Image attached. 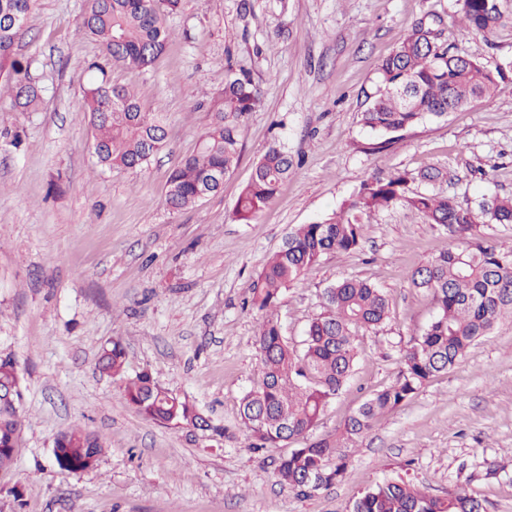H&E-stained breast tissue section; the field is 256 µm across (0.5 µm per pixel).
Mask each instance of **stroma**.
Listing matches in <instances>:
<instances>
[{
  "label": "stroma",
  "instance_id": "1",
  "mask_svg": "<svg viewBox=\"0 0 512 512\" xmlns=\"http://www.w3.org/2000/svg\"><path fill=\"white\" fill-rule=\"evenodd\" d=\"M86 5L38 0L17 52L36 60L39 109L0 102V360L16 364L25 388L0 512H349L386 477L432 495L461 485L483 512H512V321L346 448L347 471L330 486L301 494L280 484L282 449L253 452L240 415L259 376L252 284L292 227L332 217L373 172L436 168L448 175L442 191L473 205L512 195V79L379 153L361 123L381 60L424 15L443 17L453 52L490 67L512 62V23L487 37L464 30L456 0H182L156 63L112 70L145 108L163 111L165 145L132 173L101 170L90 153L85 67L98 47L79 32ZM229 63L260 90L241 161L222 191L170 210L168 178L209 126ZM275 143L294 172L265 211L240 223L239 194ZM448 241L442 227L396 207L373 217L361 251L325 255L283 291L276 315L298 348L336 281H370L390 300L389 320L359 332L353 375L312 439L394 382L403 349L436 312L409 274ZM116 340L126 363L112 377L97 361ZM144 370L195 401L225 438L139 416L122 391ZM73 426L103 445L97 468L81 475L53 456L56 436ZM497 462L505 471L488 476Z\"/></svg>",
  "mask_w": 512,
  "mask_h": 512
}]
</instances>
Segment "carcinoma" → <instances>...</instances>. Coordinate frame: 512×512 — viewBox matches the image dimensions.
Instances as JSON below:
<instances>
[{
    "label": "carcinoma",
    "mask_w": 512,
    "mask_h": 512,
    "mask_svg": "<svg viewBox=\"0 0 512 512\" xmlns=\"http://www.w3.org/2000/svg\"><path fill=\"white\" fill-rule=\"evenodd\" d=\"M35 0H0V98L8 96L18 112H34L42 87L34 76V59L15 52L18 26H27ZM182 0H88L80 33L100 47L87 64L84 112L92 130V149L106 169L137 171L148 164L165 141L160 113L147 112L129 87L112 81L111 68L151 67L162 55L171 30L168 20ZM460 23L489 34L506 20L503 0H459ZM512 69L450 53L437 41L432 24L421 19L378 67V81L366 96L362 121L383 137L443 117L495 94ZM260 91L248 73L229 65L224 88L212 99L211 123L197 151L185 156L169 178L166 204L173 210L192 207L217 193L237 167L242 138ZM294 168L292 156L274 144L254 165L242 189L235 218L249 223L275 199L280 184ZM440 171L425 169L388 176L368 175L333 218L300 224L259 271L251 305L259 314L255 345L260 375L241 403V419L254 439L251 449L280 448L302 439L280 457L279 482L303 494L310 483L328 486L343 477L346 455L338 449L355 445L391 411L410 399L431 379L452 369L481 338L505 318H512V251L488 243L485 229L512 224V196L496 197L479 209L441 192L418 191L415 182L435 183ZM394 207L420 213L442 226L451 244L410 275L412 286L433 297L436 314L423 333L404 350L394 383L372 393L329 439L305 442L329 404L350 380L361 330L381 327L390 318L388 295L375 284L343 279L324 290L322 312L308 325L302 352L282 335L274 309L283 290L305 281L308 272L329 253L358 251L374 215ZM121 343L103 349L99 368L123 372ZM123 399L142 417L171 428L200 421L196 404L173 395L143 371L130 380ZM22 385L15 363L0 360V470L14 463L20 432ZM102 452L99 437L79 426L60 432L54 455L60 469L78 474L95 469ZM336 458L334 468L328 467ZM466 490L454 487L443 497L431 496L402 479H384L355 501L351 512H481Z\"/></svg>",
    "instance_id": "cac0c4a2"
}]
</instances>
